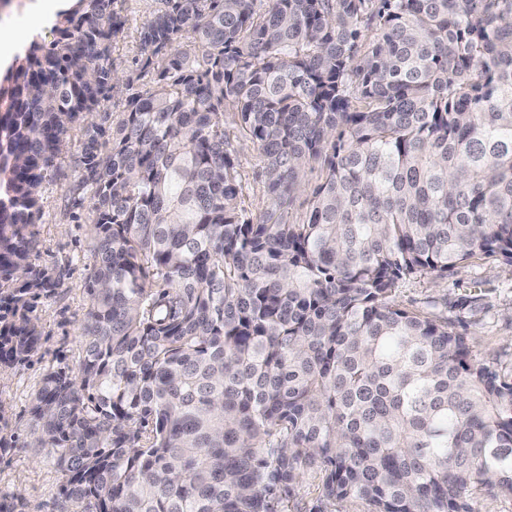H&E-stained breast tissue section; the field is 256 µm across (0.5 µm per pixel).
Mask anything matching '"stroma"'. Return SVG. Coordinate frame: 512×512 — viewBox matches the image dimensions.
Segmentation results:
<instances>
[{"instance_id":"1","label":"stroma","mask_w":512,"mask_h":512,"mask_svg":"<svg viewBox=\"0 0 512 512\" xmlns=\"http://www.w3.org/2000/svg\"><path fill=\"white\" fill-rule=\"evenodd\" d=\"M158 6V0H122L126 24L112 53L119 74L135 73L137 32ZM226 131L237 150L241 206L248 217L260 218L271 205L263 162L239 126L227 123ZM80 151V133L75 130L69 152L44 186V214L33 227L35 262L51 271L57 281L52 297L39 299L34 311L42 331L41 347L29 364L0 371V418L6 432L16 438L13 448L0 453V495L13 498L16 512H82L81 504L62 495L55 454L39 444L30 414L31 398L47 370L62 367L74 373L79 368L80 326L89 306L83 282L93 262L88 225L72 223L67 212ZM395 300L409 310L454 322L471 336L474 355L512 374L511 264L475 258L448 279L421 276L401 283ZM323 476L319 465L305 468L293 489L288 512H310L316 503L322 512H367V503L360 499H322Z\"/></svg>"}]
</instances>
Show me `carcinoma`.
<instances>
[{"instance_id": "carcinoma-1", "label": "carcinoma", "mask_w": 512, "mask_h": 512, "mask_svg": "<svg viewBox=\"0 0 512 512\" xmlns=\"http://www.w3.org/2000/svg\"><path fill=\"white\" fill-rule=\"evenodd\" d=\"M118 0H76L0 75V370L29 363L44 184L82 134L77 374L30 413L87 512H286L304 467L369 512L512 496V378L408 279L512 264V0H159L135 77ZM112 115V127L95 121ZM232 116L272 207L239 204ZM324 180L288 223L300 170Z\"/></svg>"}]
</instances>
